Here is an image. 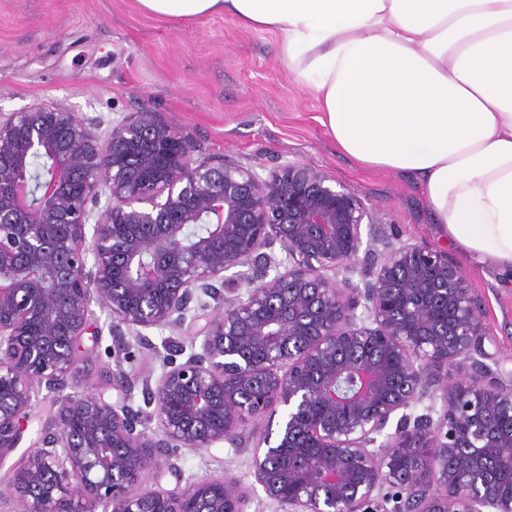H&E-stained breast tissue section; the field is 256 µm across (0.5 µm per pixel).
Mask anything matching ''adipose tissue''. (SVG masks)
<instances>
[{"label":"adipose tissue","instance_id":"adipose-tissue-1","mask_svg":"<svg viewBox=\"0 0 512 512\" xmlns=\"http://www.w3.org/2000/svg\"><path fill=\"white\" fill-rule=\"evenodd\" d=\"M277 37L357 164L410 176L444 241L512 281V0H136Z\"/></svg>","mask_w":512,"mask_h":512}]
</instances>
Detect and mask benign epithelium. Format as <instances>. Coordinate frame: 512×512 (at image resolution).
<instances>
[{"mask_svg":"<svg viewBox=\"0 0 512 512\" xmlns=\"http://www.w3.org/2000/svg\"><path fill=\"white\" fill-rule=\"evenodd\" d=\"M194 152L149 112L104 131L39 103L0 113V464L23 438L34 386L76 375L92 304L112 331L141 336L181 327L199 291L216 302L200 351L147 389L157 431L128 404L125 373L112 374L116 402L86 382L0 495L17 512H244L227 474L161 488L162 456L234 442L259 417L251 475L288 512H512L485 477L491 460L512 466V432L486 422L512 416V379L478 360L465 274L403 242L355 283L371 199L303 161L263 176ZM39 154L50 172L37 178ZM103 196L89 237V203ZM199 224L208 232L190 236ZM276 243L286 260L268 252ZM236 267L247 271L224 277ZM431 395L438 417L407 414ZM425 434L422 484L397 463H412ZM387 488L402 504L388 508Z\"/></svg>","mask_w":512,"mask_h":512,"instance_id":"1","label":"benign epithelium"}]
</instances>
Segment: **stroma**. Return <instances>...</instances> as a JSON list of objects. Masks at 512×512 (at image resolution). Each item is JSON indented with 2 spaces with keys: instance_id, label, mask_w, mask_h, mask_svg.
I'll use <instances>...</instances> for the list:
<instances>
[{
  "instance_id": "1",
  "label": "stroma",
  "mask_w": 512,
  "mask_h": 512,
  "mask_svg": "<svg viewBox=\"0 0 512 512\" xmlns=\"http://www.w3.org/2000/svg\"><path fill=\"white\" fill-rule=\"evenodd\" d=\"M37 102L104 128L151 112L187 135L203 155L230 156L262 173L288 160L325 170L376 204L373 232L379 243L446 250L466 275L479 310L486 364L512 372V283L445 245L410 177L360 168L338 151L318 120L315 94L298 86L280 63L273 34L242 29L227 16L161 20L135 0H0V112ZM214 306L199 295L183 328L148 330L143 342L128 333L120 343L107 313L94 308L78 366L112 401L119 397L112 373L122 368L134 382L130 405L146 410L142 381L167 369L165 343H189ZM257 426L254 420L241 426L234 444L176 451L161 486L172 491L227 473L247 492L245 512H284L253 488L249 449Z\"/></svg>"
}]
</instances>
